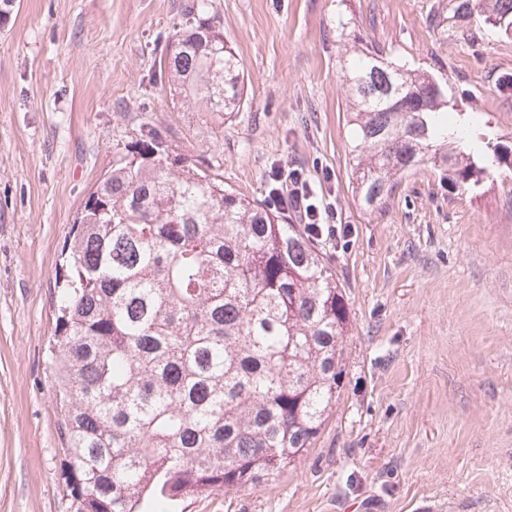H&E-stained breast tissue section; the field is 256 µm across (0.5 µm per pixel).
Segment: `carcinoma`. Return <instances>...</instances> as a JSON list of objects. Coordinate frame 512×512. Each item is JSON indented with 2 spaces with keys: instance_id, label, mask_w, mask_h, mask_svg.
I'll return each mask as SVG.
<instances>
[{
  "instance_id": "carcinoma-1",
  "label": "carcinoma",
  "mask_w": 512,
  "mask_h": 512,
  "mask_svg": "<svg viewBox=\"0 0 512 512\" xmlns=\"http://www.w3.org/2000/svg\"><path fill=\"white\" fill-rule=\"evenodd\" d=\"M501 34L512 0H448V20ZM170 93L219 120L240 110L241 60L209 0H188L165 57ZM352 192L374 211L430 164L461 193L503 166L491 130L435 77L359 39L341 63ZM84 203L66 252L51 368L74 512H155L239 491L318 438L341 392L350 311L306 224L224 188L204 157L140 125Z\"/></svg>"
}]
</instances>
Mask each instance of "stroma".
I'll list each match as a JSON object with an SVG mask.
<instances>
[{"mask_svg": "<svg viewBox=\"0 0 512 512\" xmlns=\"http://www.w3.org/2000/svg\"><path fill=\"white\" fill-rule=\"evenodd\" d=\"M447 2L211 0L250 79L221 124L169 94L161 59L183 0H15L0 17V512H72L48 370L62 250L116 141L143 123L176 152L215 155L225 184L266 205L272 167L302 168L344 229L323 248L352 321L312 447L173 512H512V171L472 196L426 165L373 213L349 184L338 58L358 37L512 137V38L433 21Z\"/></svg>", "mask_w": 512, "mask_h": 512, "instance_id": "obj_1", "label": "stroma"}]
</instances>
